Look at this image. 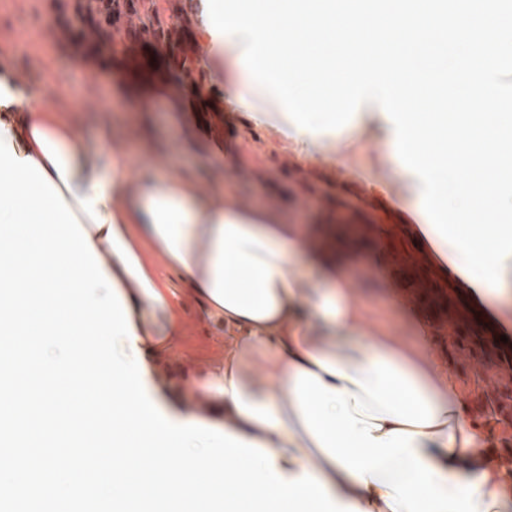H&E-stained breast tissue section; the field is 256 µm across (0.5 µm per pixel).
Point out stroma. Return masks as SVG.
Returning <instances> with one entry per match:
<instances>
[{
	"label": "stroma",
	"instance_id": "obj_1",
	"mask_svg": "<svg viewBox=\"0 0 512 512\" xmlns=\"http://www.w3.org/2000/svg\"><path fill=\"white\" fill-rule=\"evenodd\" d=\"M80 39L62 29L56 20L52 0H0V48L10 51L8 64L15 77L24 78L26 86L51 93L57 80H65L69 93L64 101L85 123H92L99 107L112 108L115 127L133 132L139 115L115 103L116 83L121 63H113L111 71L93 73L90 60L77 57ZM147 119L164 142L162 151H144V141L136 137L128 144V168L140 172L154 165L176 175L190 169L203 173V184L230 178V188L246 208L269 206L279 218L301 222L313 214L335 216L368 227V242L387 245L384 266L366 263L350 272L352 296L360 306L366 332L383 330L413 349L422 348V340L408 309L424 310L435 327V350H423L427 360H439L447 368L465 394L479 393L492 398L502 397L497 381L511 369L505 364L512 351V339L500 341L469 315L448 290L435 283L427 271L394 245V225L379 222L377 209L358 206L336 191V182L346 168L358 169L367 183L376 185L386 198L396 200L405 193L403 163L395 161L390 149L370 152L375 141L373 130L354 127L349 132L350 147L339 155L326 148L308 160H300L296 142H284L280 133H273L265 154L249 152L243 141L227 144L224 150L214 148L201 125H185L167 96L158 97ZM232 176H225V168ZM308 181L312 186L311 206H303L306 195L298 184ZM391 278L393 288L383 285ZM182 313V346L164 351L155 369L157 387H164L169 377L179 378L180 397H167L170 410L188 404L202 412L208 402L207 393L198 386L202 373L223 357L222 350L207 336V323L195 315L194 301H187Z\"/></svg>",
	"mask_w": 512,
	"mask_h": 512
}]
</instances>
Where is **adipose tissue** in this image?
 <instances>
[{
    "mask_svg": "<svg viewBox=\"0 0 512 512\" xmlns=\"http://www.w3.org/2000/svg\"><path fill=\"white\" fill-rule=\"evenodd\" d=\"M201 38L233 69L226 108L259 123L279 121L305 160L339 140V133H310L285 111L256 105L264 89L239 63L238 36L205 31ZM175 93L143 65H125L116 88L137 112ZM0 112L15 116L5 130L16 155L38 163L59 191L121 296L134 336L120 338V352L182 344L187 296L199 320L224 328V362L202 383L212 397L206 417L187 410L175 423L200 419L260 446L284 481L310 474L337 505L358 512H512V464L490 462L456 379L392 337L365 335L346 277L365 258L362 225L325 224L313 239L295 225L272 223L264 211L225 206L223 186L192 191L189 175L164 176L150 165L128 180L123 136L111 120L85 145L63 105L48 104L4 72ZM419 187L409 178L414 204L393 216L408 253L444 282L456 247L421 214ZM148 246L165 256L168 277L156 276ZM503 262L500 291L464 276L454 294L481 324L511 335L512 253ZM303 265L320 270V286L307 288Z\"/></svg>",
    "mask_w": 512,
    "mask_h": 512,
    "instance_id": "adipose-tissue-1",
    "label": "adipose tissue"
}]
</instances>
